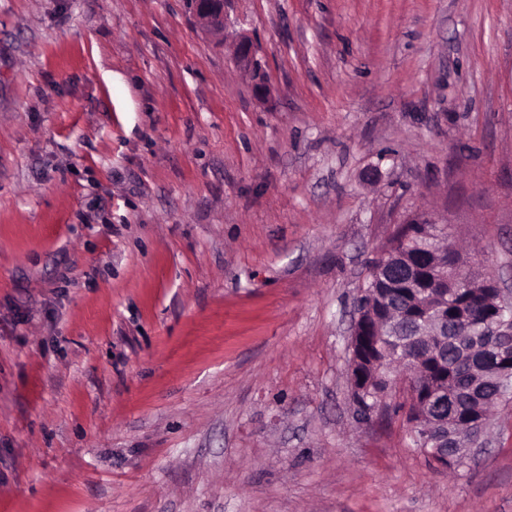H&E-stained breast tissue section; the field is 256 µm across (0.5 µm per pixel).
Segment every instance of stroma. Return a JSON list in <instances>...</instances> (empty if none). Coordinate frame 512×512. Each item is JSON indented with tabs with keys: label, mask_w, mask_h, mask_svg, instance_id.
<instances>
[{
	"label": "stroma",
	"mask_w": 512,
	"mask_h": 512,
	"mask_svg": "<svg viewBox=\"0 0 512 512\" xmlns=\"http://www.w3.org/2000/svg\"><path fill=\"white\" fill-rule=\"evenodd\" d=\"M0 0V512H512V400L433 468L362 422L369 263L512 289V0ZM190 9L196 24L205 32L225 36L228 26L224 0H191ZM235 62L254 76V93L259 98H266L271 94V86L263 77V68L257 59V49L253 40L244 33L235 36L232 43Z\"/></svg>",
	"instance_id": "1"
}]
</instances>
